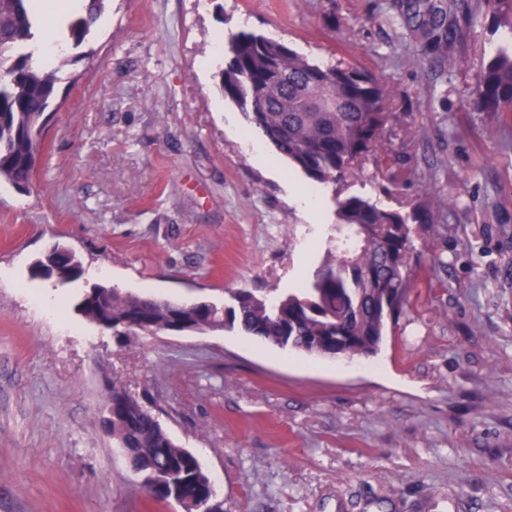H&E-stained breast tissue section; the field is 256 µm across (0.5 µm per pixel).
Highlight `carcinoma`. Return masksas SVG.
<instances>
[{
	"mask_svg": "<svg viewBox=\"0 0 512 512\" xmlns=\"http://www.w3.org/2000/svg\"><path fill=\"white\" fill-rule=\"evenodd\" d=\"M35 0H0V180L18 190L32 185L31 161L43 150V132L57 97L69 51L83 45L109 0H85L65 18L55 66L32 65L39 41ZM388 9L416 55L443 77L464 60L480 15L500 33L481 64L465 104L479 112L512 114V0H389ZM221 88L293 168L318 188L335 185L369 159L382 163L386 127L395 118L388 97L369 73L314 61L254 33L229 42ZM336 224L322 262L298 288L267 298L229 291L231 304L179 301L118 288H91L77 311L112 335L157 336L180 327L236 329L280 349L310 357L354 360L377 352L404 314L414 284L411 215L360 195L335 197ZM76 258L39 260L32 275L64 284L79 278ZM102 422L149 497L176 496L183 512H203L211 479L190 450L177 445L150 411H134L118 378L111 381Z\"/></svg>",
	"mask_w": 512,
	"mask_h": 512,
	"instance_id": "obj_1",
	"label": "carcinoma"
}]
</instances>
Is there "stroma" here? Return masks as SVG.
Masks as SVG:
<instances>
[{
    "label": "stroma",
    "mask_w": 512,
    "mask_h": 512,
    "mask_svg": "<svg viewBox=\"0 0 512 512\" xmlns=\"http://www.w3.org/2000/svg\"><path fill=\"white\" fill-rule=\"evenodd\" d=\"M388 0H110L70 53L34 184H0V512H182L139 489L102 426L120 379L189 448L224 512H512V118L463 106L494 35L440 82ZM369 71L390 169L317 194L219 85L239 31ZM428 213L418 279L377 355L310 357L235 331L117 342L97 284L223 304L320 262L334 191ZM84 275L31 278L53 245Z\"/></svg>",
    "instance_id": "35a3bbf8"
}]
</instances>
